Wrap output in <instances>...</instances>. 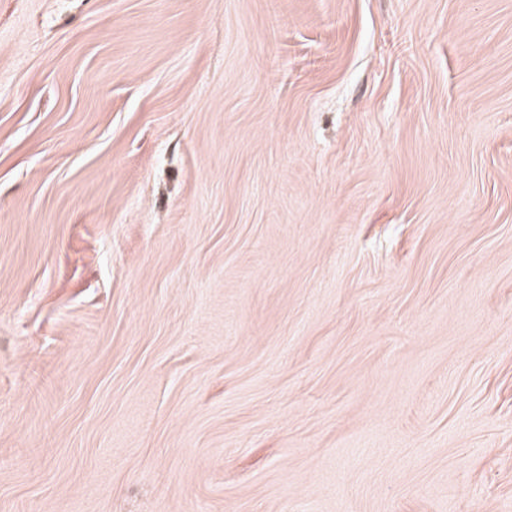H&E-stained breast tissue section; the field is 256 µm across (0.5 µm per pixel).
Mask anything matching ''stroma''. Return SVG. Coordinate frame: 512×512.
<instances>
[{
  "label": "stroma",
  "instance_id": "35a3bbf8",
  "mask_svg": "<svg viewBox=\"0 0 512 512\" xmlns=\"http://www.w3.org/2000/svg\"><path fill=\"white\" fill-rule=\"evenodd\" d=\"M0 512H512V0H0Z\"/></svg>",
  "mask_w": 512,
  "mask_h": 512
}]
</instances>
